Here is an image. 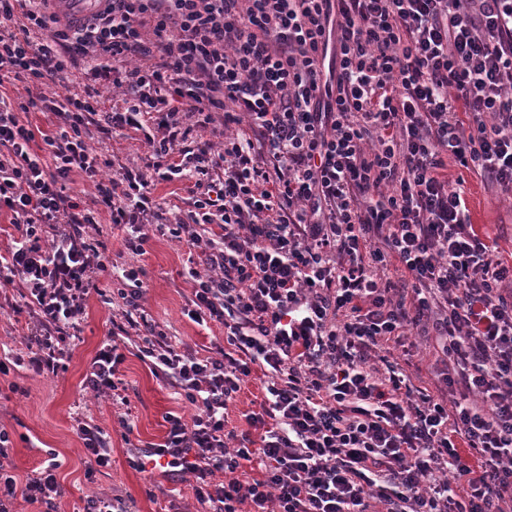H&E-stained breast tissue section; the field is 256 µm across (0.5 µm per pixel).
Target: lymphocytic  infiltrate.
<instances>
[{"label":"lymphocytic infiltrate","mask_w":512,"mask_h":512,"mask_svg":"<svg viewBox=\"0 0 512 512\" xmlns=\"http://www.w3.org/2000/svg\"><path fill=\"white\" fill-rule=\"evenodd\" d=\"M50 2L0 0V86L30 87L14 109L0 95V283L32 320L0 375L57 376L108 271L77 175L132 254L155 234L197 249L188 315L224 328L215 357L173 344L143 268L119 274L117 330L194 408L130 449L132 469L182 475L202 512H512V265L448 181L453 164L512 197V0H107L80 25ZM78 66L84 96H47ZM129 130L141 163L92 144ZM174 182L187 212L154 194ZM411 335L437 395L377 364ZM124 359L108 339L85 388L127 405ZM256 368L240 431L228 409ZM9 443L1 428L0 512H58L57 461L18 485Z\"/></svg>","instance_id":"obj_1"}]
</instances>
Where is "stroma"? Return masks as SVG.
Segmentation results:
<instances>
[{"mask_svg":"<svg viewBox=\"0 0 512 512\" xmlns=\"http://www.w3.org/2000/svg\"><path fill=\"white\" fill-rule=\"evenodd\" d=\"M449 181H461L472 224L485 236L494 259L512 263V199L488 186L480 177L457 166L449 167ZM100 241L108 248L114 266L142 267L147 285L144 308L173 341L190 346L200 355L213 352L224 342L222 325L201 326L186 314L187 298L193 283L188 274L190 248L170 237L155 235L144 255L129 253L121 234L113 233L106 209H99ZM97 292L91 293L80 333L71 357L57 377L43 378L17 368L0 378V427L10 436L9 455L19 481L40 472L47 450H54L59 467L57 479L63 494L60 512H82L87 497L106 495L122 499L129 512H193L196 500L188 483L180 476L161 471L139 473L126 462L127 444L147 447L160 442L166 432L164 417L177 413L191 417L192 406L174 388L156 378L147 363L137 356L134 344H127L125 361L117 376L127 389L133 434L123 441L111 398H92L82 386L92 357L112 334L114 284L102 276ZM20 298L16 291L0 289V346L25 353L22 336L26 315L12 307ZM102 427L112 440V464L87 475L89 459L77 435L78 420Z\"/></svg>","mask_w":512,"mask_h":512,"instance_id":"35a3bbf8","label":"stroma"}]
</instances>
